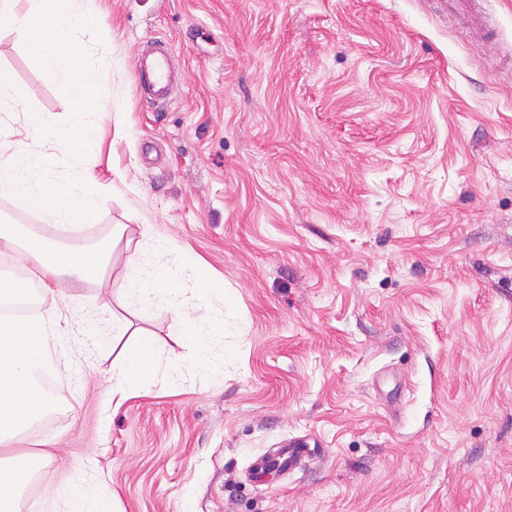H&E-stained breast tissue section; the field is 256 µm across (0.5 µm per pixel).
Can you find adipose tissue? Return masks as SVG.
<instances>
[{
  "label": "adipose tissue",
  "instance_id": "1",
  "mask_svg": "<svg viewBox=\"0 0 512 512\" xmlns=\"http://www.w3.org/2000/svg\"><path fill=\"white\" fill-rule=\"evenodd\" d=\"M122 227L112 230V239L97 250H90L82 241L55 248L49 242L31 238L19 241L13 225H0V255H11L22 265L32 266L37 273L41 293L56 297L60 282L82 283L101 280L112 271L115 237ZM174 246L165 240L156 241L151 254L131 256L124 274V300L138 311L168 308L186 311L199 300L206 301L216 312L206 324L187 320L176 333L188 339L200 365L210 363L208 344L224 335L223 289L213 287L200 278L195 269H177L167 260ZM58 323L38 325L10 316L0 315V466L15 459L12 442L37 417L53 407L38 377L49 359V341L59 338ZM153 363L150 344L139 341L127 351L123 365L112 376V395L117 400L128 396L129 384L144 376Z\"/></svg>",
  "mask_w": 512,
  "mask_h": 512
}]
</instances>
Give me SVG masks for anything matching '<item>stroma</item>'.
I'll return each instance as SVG.
<instances>
[{
  "mask_svg": "<svg viewBox=\"0 0 512 512\" xmlns=\"http://www.w3.org/2000/svg\"><path fill=\"white\" fill-rule=\"evenodd\" d=\"M494 33L435 0H88L80 35L103 89L86 165L111 188L77 230L0 197V224L62 247L125 233L108 280L63 289L60 409L17 512H69L53 488L86 473L116 512H512V0H481ZM164 42L177 88L162 108L133 65ZM0 144L70 114L23 37L0 31ZM122 131H115V121ZM180 246L224 290V337L197 366L179 315L134 319L155 352L148 392L112 402L119 277L134 250ZM111 314L99 310L100 301ZM320 449L250 482L291 439Z\"/></svg>",
  "mask_w": 512,
  "mask_h": 512,
  "instance_id": "obj_1",
  "label": "stroma"
}]
</instances>
